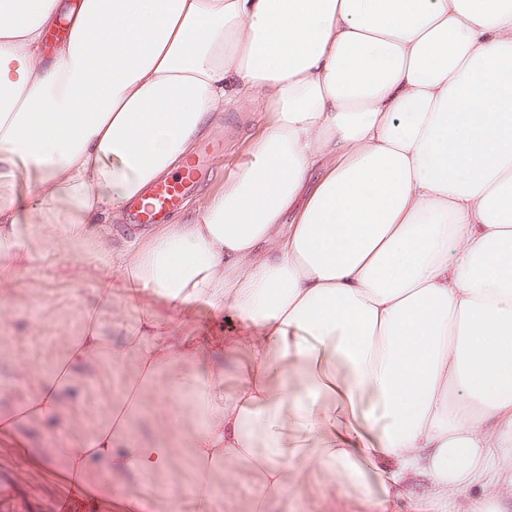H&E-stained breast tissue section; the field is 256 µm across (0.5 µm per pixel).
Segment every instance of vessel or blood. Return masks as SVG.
Returning <instances> with one entry per match:
<instances>
[{
    "label": "vessel or blood",
    "instance_id": "1",
    "mask_svg": "<svg viewBox=\"0 0 512 512\" xmlns=\"http://www.w3.org/2000/svg\"><path fill=\"white\" fill-rule=\"evenodd\" d=\"M222 146L217 142H203L186 166L166 179L156 182L142 198L128 208V226L141 229L164 223L192 194L209 170L214 159L220 157Z\"/></svg>",
    "mask_w": 512,
    "mask_h": 512
}]
</instances>
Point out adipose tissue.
Instances as JSON below:
<instances>
[{
    "mask_svg": "<svg viewBox=\"0 0 512 512\" xmlns=\"http://www.w3.org/2000/svg\"><path fill=\"white\" fill-rule=\"evenodd\" d=\"M59 10L0 0V253L25 224L86 244L213 113L268 120L249 164L127 254L126 344L84 314L0 435L63 417L105 351L130 371L77 481L163 473L185 446L198 512L240 470L251 512L314 473L374 512L419 479L454 512L512 497V0H80L49 56ZM157 298L224 312L222 335L159 321ZM150 396L167 417L142 447Z\"/></svg>",
    "mask_w": 512,
    "mask_h": 512,
    "instance_id": "1",
    "label": "adipose tissue"
}]
</instances>
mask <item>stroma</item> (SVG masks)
Listing matches in <instances>:
<instances>
[{"label": "stroma", "mask_w": 512, "mask_h": 512, "mask_svg": "<svg viewBox=\"0 0 512 512\" xmlns=\"http://www.w3.org/2000/svg\"><path fill=\"white\" fill-rule=\"evenodd\" d=\"M215 135L224 150L213 163V173L198 187L188 205L201 207L208 194L223 184L248 157L247 136L266 123L262 112L233 111L214 115ZM18 258L0 256V268L10 267V301L0 305V411L31 394L38 375L49 369L81 328L80 311L92 304L100 276L115 277L125 252L135 241L112 231L107 250L89 245L84 250L64 246L52 224H26ZM138 318L136 302L114 294L100 317L106 342L120 346ZM108 356L93 358L76 374L82 402L79 410L54 424L22 427L17 434L0 436V470L11 474L13 488L25 512H51L56 498L68 488L62 477L64 461L57 454L72 447L78 434L89 432L105 418L109 405L126 376ZM189 451L178 449L165 474L136 476L112 474L111 496L81 512H109L111 500L134 497V512H165L169 494L187 487ZM268 512H368L367 506L346 498L339 488L311 477L298 494L276 498Z\"/></svg>", "instance_id": "1"}]
</instances>
